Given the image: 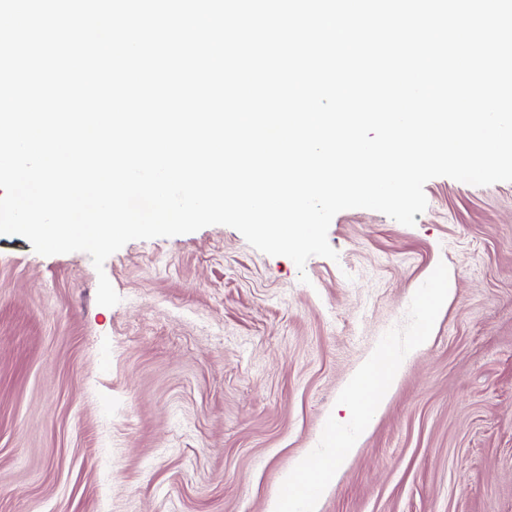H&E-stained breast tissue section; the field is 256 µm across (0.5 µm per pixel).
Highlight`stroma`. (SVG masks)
Instances as JSON below:
<instances>
[{
  "mask_svg": "<svg viewBox=\"0 0 512 512\" xmlns=\"http://www.w3.org/2000/svg\"><path fill=\"white\" fill-rule=\"evenodd\" d=\"M424 193L411 227L339 212L301 268L223 225L100 273L0 235V512H268L441 262L432 338L316 512H512V182Z\"/></svg>",
  "mask_w": 512,
  "mask_h": 512,
  "instance_id": "35a3bbf8",
  "label": "stroma"
}]
</instances>
